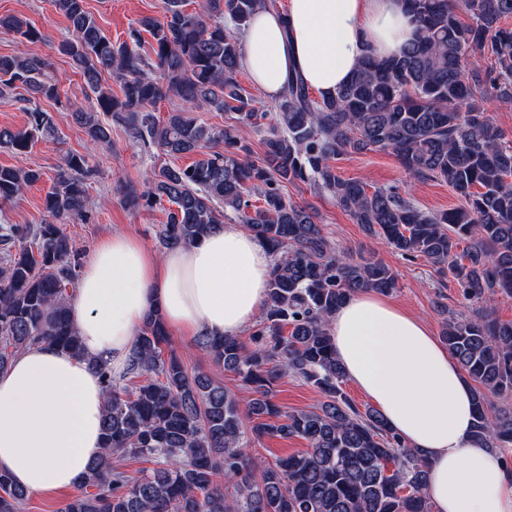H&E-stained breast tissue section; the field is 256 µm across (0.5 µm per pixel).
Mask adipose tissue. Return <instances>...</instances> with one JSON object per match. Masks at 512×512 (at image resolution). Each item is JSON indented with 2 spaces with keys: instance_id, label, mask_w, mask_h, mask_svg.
<instances>
[{
  "instance_id": "adipose-tissue-1",
  "label": "adipose tissue",
  "mask_w": 512,
  "mask_h": 512,
  "mask_svg": "<svg viewBox=\"0 0 512 512\" xmlns=\"http://www.w3.org/2000/svg\"><path fill=\"white\" fill-rule=\"evenodd\" d=\"M415 26L403 0H288L259 9L244 31L243 64L268 100L300 73L318 95L347 82L367 48L392 55ZM267 248L239 224L155 255L135 236L97 243L72 301L82 351L39 344L0 372V471L29 492L77 489L99 457L105 395L91 362L114 378L129 366L137 328L159 311L188 336H236L253 325L271 277ZM346 377L409 447L423 450L433 512H512V473L473 442L472 391L425 322L370 291L329 325Z\"/></svg>"
}]
</instances>
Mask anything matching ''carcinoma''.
I'll list each match as a JSON object with an SVG mask.
<instances>
[{"label":"carcinoma","mask_w":512,"mask_h":512,"mask_svg":"<svg viewBox=\"0 0 512 512\" xmlns=\"http://www.w3.org/2000/svg\"><path fill=\"white\" fill-rule=\"evenodd\" d=\"M417 37L388 58L368 53L335 94L316 98L295 76L274 102V123L240 85L243 31L275 0H162V17H143L129 40L112 42L85 0H52L68 21L58 50L69 57L95 102L74 112L92 143H108L112 124L128 138L164 155L200 153L188 166L162 164L148 187L123 186L125 200L148 207L167 202L156 236L171 250L218 229L228 217L269 249L273 267L252 348L234 336L199 337L217 365L239 375L250 395L239 399L201 372L163 355L168 343L160 314L138 329L120 389L97 367L106 395L104 453L58 512H432L425 494L428 464L343 389L329 319L354 292L388 294L395 274L379 260L338 253L315 212L285 198L283 187L306 183L371 235L407 257L422 256L450 276L465 299L482 304L473 315H449L442 338L473 382V438L483 448L512 447V321L493 317L492 303L512 297V145L484 107L493 97L512 103V0H404ZM0 28L25 47L44 39L30 22L1 15ZM152 38L141 50L143 34ZM491 66L481 68V61ZM121 84L115 96L102 74ZM23 89L64 110L49 63L21 49L0 56V95ZM176 98L163 119L149 110ZM196 112H228L214 128ZM27 127H0V149L28 152L42 138L60 139L57 121L35 107ZM264 132V160L239 132ZM392 155L416 180L448 184L462 204L424 212L397 188L369 189L344 179L332 161L347 150ZM87 155L67 152L44 198L49 220L0 221V371L19 352L53 344L74 354L81 341L71 315L81 262L60 225L87 217ZM38 169L0 167V204L38 182ZM465 242L462 255L459 244ZM291 372L323 397L313 410L282 423L253 427L257 436L306 440L309 451L259 466L246 453L244 420L279 417L272 385ZM127 455L155 459L134 479L114 464ZM393 465L386 473L385 465ZM262 468L261 481L254 471ZM28 492L0 473V512H22Z\"/></svg>","instance_id":"1"}]
</instances>
